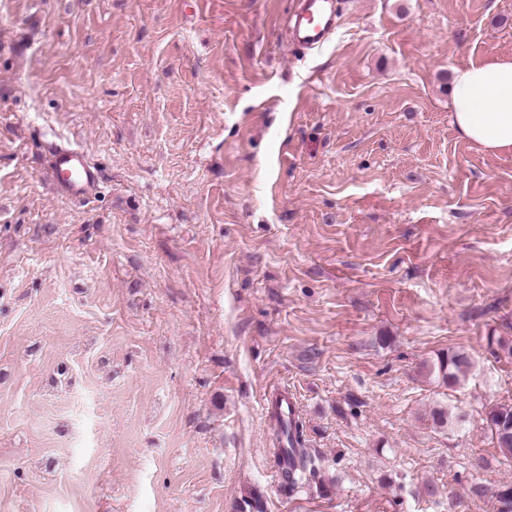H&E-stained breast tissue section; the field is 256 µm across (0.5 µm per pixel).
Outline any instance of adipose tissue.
Instances as JSON below:
<instances>
[{
  "mask_svg": "<svg viewBox=\"0 0 512 512\" xmlns=\"http://www.w3.org/2000/svg\"><path fill=\"white\" fill-rule=\"evenodd\" d=\"M451 109L463 139L490 152H512V58L457 69Z\"/></svg>",
  "mask_w": 512,
  "mask_h": 512,
  "instance_id": "adipose-tissue-1",
  "label": "adipose tissue"
}]
</instances>
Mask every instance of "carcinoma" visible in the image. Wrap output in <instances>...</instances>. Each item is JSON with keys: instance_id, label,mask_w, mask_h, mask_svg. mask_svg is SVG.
<instances>
[{"instance_id": "1", "label": "carcinoma", "mask_w": 512, "mask_h": 512, "mask_svg": "<svg viewBox=\"0 0 512 512\" xmlns=\"http://www.w3.org/2000/svg\"><path fill=\"white\" fill-rule=\"evenodd\" d=\"M472 367L471 359L463 352L450 351L440 355L432 372L443 384L454 387L467 376ZM283 402H274L272 418L277 424V457L285 463L283 489L293 493L317 478V468L307 449L303 448L300 425L288 426L282 418ZM485 421L495 437L502 456L512 460V406H494L485 412Z\"/></svg>"}]
</instances>
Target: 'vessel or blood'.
<instances>
[{"mask_svg":"<svg viewBox=\"0 0 512 512\" xmlns=\"http://www.w3.org/2000/svg\"><path fill=\"white\" fill-rule=\"evenodd\" d=\"M339 21V0H296L290 17L288 40L303 48L322 46ZM51 157L55 189L73 198L83 197L97 180V171L84 151L64 144H52Z\"/></svg>","mask_w":512,"mask_h":512,"instance_id":"vessel-or-blood-1","label":"vessel or blood"}]
</instances>
